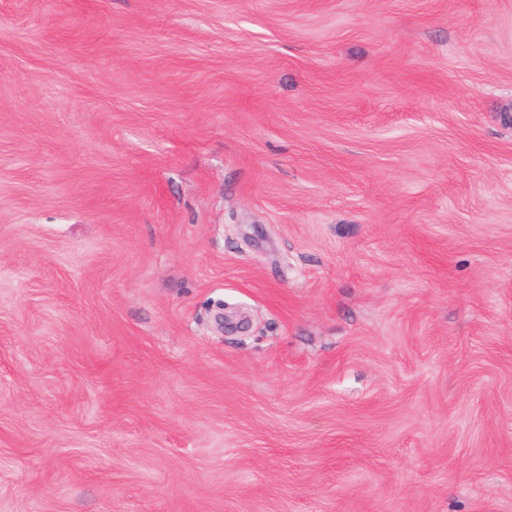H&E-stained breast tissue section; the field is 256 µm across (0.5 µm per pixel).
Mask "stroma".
Returning <instances> with one entry per match:
<instances>
[{"mask_svg":"<svg viewBox=\"0 0 512 512\" xmlns=\"http://www.w3.org/2000/svg\"><path fill=\"white\" fill-rule=\"evenodd\" d=\"M0 512H512V0H0Z\"/></svg>","mask_w":512,"mask_h":512,"instance_id":"stroma-1","label":"stroma"}]
</instances>
